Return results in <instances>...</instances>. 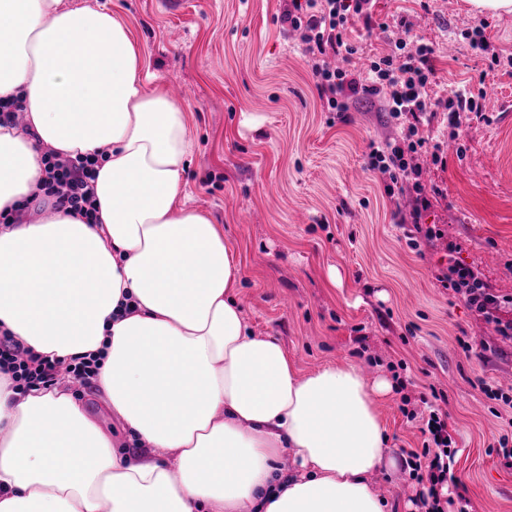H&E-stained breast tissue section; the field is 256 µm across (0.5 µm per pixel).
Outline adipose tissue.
Returning a JSON list of instances; mask_svg holds the SVG:
<instances>
[{"label": "adipose tissue", "instance_id": "1", "mask_svg": "<svg viewBox=\"0 0 512 512\" xmlns=\"http://www.w3.org/2000/svg\"><path fill=\"white\" fill-rule=\"evenodd\" d=\"M103 6L0 0V212L41 193L42 155L97 158L96 223L61 211L0 227V329L85 357L135 455L62 386L0 374V512H387L391 389L353 363L302 373L234 299L224 231L187 206L182 107L147 92ZM290 456L291 469L280 468Z\"/></svg>", "mask_w": 512, "mask_h": 512}]
</instances>
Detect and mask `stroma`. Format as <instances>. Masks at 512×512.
<instances>
[{"instance_id": "35a3bbf8", "label": "stroma", "mask_w": 512, "mask_h": 512, "mask_svg": "<svg viewBox=\"0 0 512 512\" xmlns=\"http://www.w3.org/2000/svg\"><path fill=\"white\" fill-rule=\"evenodd\" d=\"M128 27L143 58L146 91L178 85L192 141L187 203L221 224L240 286L236 299L255 334L275 337L305 373L358 364L368 378H400L379 410L396 470L373 481L390 512H416L409 451H422L430 411L448 415L457 452L451 498L470 512H512V409L479 384L512 386V340L479 320L437 281L459 260L479 268L498 295H512V15L489 17L491 52L474 50L478 23L467 0H376L385 34L361 36L354 64L390 53L398 19L437 51L434 97L487 91L483 121H463L441 162L416 155L425 187H438L423 221L442 238L411 247L392 204L366 166L370 141L399 137L378 101L356 103L348 122L323 111L297 34L282 29L281 0H89ZM473 346L464 352L462 342ZM415 420H407V412Z\"/></svg>"}]
</instances>
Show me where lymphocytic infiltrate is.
<instances>
[{"label":"lymphocytic infiltrate","mask_w":512,"mask_h":512,"mask_svg":"<svg viewBox=\"0 0 512 512\" xmlns=\"http://www.w3.org/2000/svg\"><path fill=\"white\" fill-rule=\"evenodd\" d=\"M374 0H289L282 12V21L289 31L298 33L314 88L324 111L335 113L348 121L351 107L361 99L374 97L382 104L389 120L403 129L402 137L370 142L366 166L378 174L384 195L398 201L405 191L415 194L410 211L395 209L393 216L400 226H413L425 241L440 238L434 226L423 223L430 208L419 177L421 171L413 156L429 145L428 137L419 130L435 109L448 114L449 129H458L463 113L482 118L484 105L470 90L452 96L432 99L430 91L437 83L435 51L425 42L408 43L397 40L390 53L371 61L367 70L346 67L345 62L357 52L348 34L354 25H362L367 33H384L387 23L375 20ZM342 58V66H333L334 58ZM47 178L44 194L53 200L54 209L70 215L92 218L94 208L93 181L95 162L91 158L66 159L48 151L43 155ZM459 247L449 243L448 267L438 276L443 287L463 295L470 309L498 335L512 337V319L503 315L512 307V298L492 291L477 268L457 260ZM0 372L11 375L24 387L48 388L62 377L82 384L91 383L94 375L89 364L70 360L50 361L34 355L29 348L8 332L0 333ZM426 428L432 447L414 455L409 477L420 485L416 500L422 512H440L437 487L444 484L454 462L450 451L453 438L448 422L437 413H430Z\"/></svg>","instance_id":"1"}]
</instances>
